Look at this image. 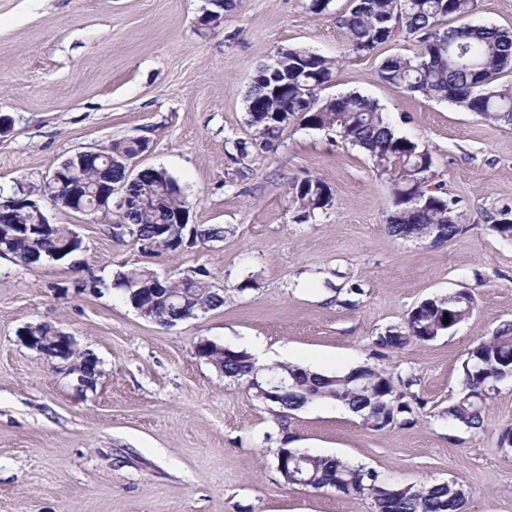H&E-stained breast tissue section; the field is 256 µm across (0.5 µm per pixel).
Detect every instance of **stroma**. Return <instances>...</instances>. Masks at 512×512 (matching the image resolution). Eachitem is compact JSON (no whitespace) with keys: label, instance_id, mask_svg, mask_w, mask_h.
I'll return each instance as SVG.
<instances>
[{"label":"stroma","instance_id":"obj_1","mask_svg":"<svg viewBox=\"0 0 512 512\" xmlns=\"http://www.w3.org/2000/svg\"><path fill=\"white\" fill-rule=\"evenodd\" d=\"M307 0H234L203 24L208 0H0V195L36 184L59 161L113 140L143 137V163L177 182L195 225L220 224V242L152 252L114 237L90 215L48 209L82 248L26 266L0 256V512H372L370 495L291 486L275 468L281 444L378 472L386 483L454 481L464 512H512V380L484 406L483 430L448 422L470 349L512 324V241L491 226L512 208V125L383 82L382 61L413 56L397 32L371 52L351 50L336 21ZM338 59L321 97L358 93L397 135L426 146L431 182L464 226L434 244L388 230L390 182L333 130L299 124L275 150L250 141L245 95L254 69L279 50ZM318 178L334 204L299 221L292 181ZM146 267L204 272L222 307L166 327L139 316L113 282ZM469 289L472 313L429 342L379 349L376 336L413 307ZM48 324L99 360L96 387L26 347L17 331ZM324 374L371 365L413 376L422 403L409 421L375 430L333 401L280 427L243 386L199 359L200 339Z\"/></svg>","mask_w":512,"mask_h":512}]
</instances>
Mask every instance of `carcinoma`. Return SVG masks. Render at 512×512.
<instances>
[{
  "label": "carcinoma",
  "mask_w": 512,
  "mask_h": 512,
  "mask_svg": "<svg viewBox=\"0 0 512 512\" xmlns=\"http://www.w3.org/2000/svg\"><path fill=\"white\" fill-rule=\"evenodd\" d=\"M478 9V0H352L337 22L345 30L352 50L370 52L386 43L398 29L420 36L422 48L416 55L390 56L383 60L381 80L409 92L458 104L491 123L512 125V83L496 86L498 76L512 70V30L496 26L446 27L451 19L465 18ZM338 61L321 54L290 48L281 56V65L272 70L258 66L246 95L248 125L254 137L242 143L241 155L248 149L268 151L280 140L288 125L299 121L316 130H336L344 140L364 149L377 172L394 185L395 212L389 217L391 233L403 239H429L447 242L463 228L443 192L426 189L431 178L432 157L428 148L395 133L381 109L369 99L349 93L322 99L318 91L329 83ZM143 149L142 141L129 137L115 140L99 152L94 164L72 172L70 180L87 188L82 203L94 208L92 191L109 182L136 198L144 206L121 211L116 223L132 230L131 239L150 243L151 249L171 251L165 242L164 226L174 223L188 209L177 182L164 169L150 168L139 181L131 180L122 157L134 158ZM419 194L424 208L413 209L408 196ZM289 201L297 217L309 219L332 206L333 196L319 178L295 181L289 187ZM491 228L501 238L512 240V210L503 209ZM222 224L193 227L192 242L224 239ZM67 229L61 226L43 237L36 247L54 252L65 244ZM149 270L134 268L116 276L114 286L130 295L131 283L147 276ZM174 308L151 306L154 321L160 325L177 320L178 309H188L202 301L210 310L224 305V296L192 275L169 282ZM468 316L465 306L450 308L448 302L429 298L414 307L402 327L389 329L376 337L379 349H401L411 342H428L443 331L444 320ZM462 393L448 405V422L468 430L484 425L483 407L495 384L512 378V327L497 329L468 352L464 361ZM282 373L294 375L290 385L269 407L281 429H287L294 412L319 400L336 401L358 415L366 425L382 429L403 424L420 405L410 393L413 377L398 381L373 366H361L342 375H327L284 363ZM261 374L252 356L243 350L224 353V377L252 388ZM301 477L313 489L358 488L367 482L368 469L342 459L303 453ZM388 492L373 497L375 512H463L465 496L461 485L443 481L415 487L389 484Z\"/></svg>",
  "instance_id": "cac0c4a2"
}]
</instances>
